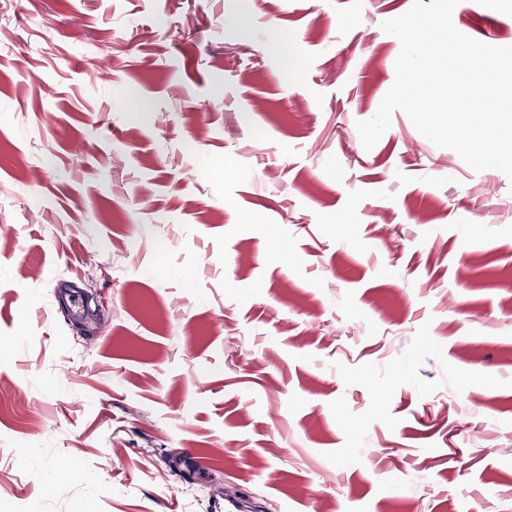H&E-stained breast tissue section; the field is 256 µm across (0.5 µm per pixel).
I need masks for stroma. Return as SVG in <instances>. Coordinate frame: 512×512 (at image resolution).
<instances>
[{
	"label": "stroma",
	"instance_id": "obj_1",
	"mask_svg": "<svg viewBox=\"0 0 512 512\" xmlns=\"http://www.w3.org/2000/svg\"><path fill=\"white\" fill-rule=\"evenodd\" d=\"M412 4L0 0V512H512V179L356 127Z\"/></svg>",
	"mask_w": 512,
	"mask_h": 512
}]
</instances>
